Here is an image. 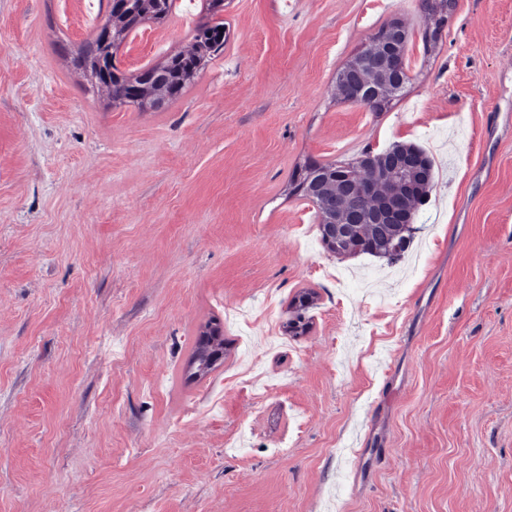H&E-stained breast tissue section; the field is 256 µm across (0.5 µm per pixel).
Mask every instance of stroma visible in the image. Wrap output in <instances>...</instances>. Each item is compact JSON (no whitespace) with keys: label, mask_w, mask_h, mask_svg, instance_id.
<instances>
[{"label":"stroma","mask_w":512,"mask_h":512,"mask_svg":"<svg viewBox=\"0 0 512 512\" xmlns=\"http://www.w3.org/2000/svg\"><path fill=\"white\" fill-rule=\"evenodd\" d=\"M164 109L72 68L90 0H0V512H512V0H224ZM412 30L389 111L337 71ZM175 0L115 55L191 47ZM413 144L435 185L396 263L338 258L296 166ZM315 292L312 326L283 325ZM230 342L195 383L202 325ZM421 7L426 17V36H425V43H424V50L425 52H431L432 48H434V45L430 42L429 39V31L431 30V39H435L437 35L439 34V28H440V20L436 18L435 15L430 14V12H441L444 11L445 4L442 1L439 0H421ZM428 34V36H427ZM313 293L302 292L296 295L292 301L293 309L291 317L284 323L283 328L289 336H304L310 329V318L306 316L312 306Z\"/></svg>","instance_id":"35a3bbf8"}]
</instances>
